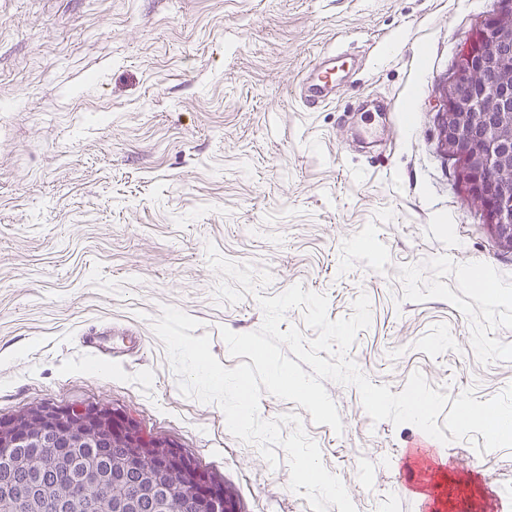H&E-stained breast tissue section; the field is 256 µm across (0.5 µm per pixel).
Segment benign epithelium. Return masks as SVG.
Masks as SVG:
<instances>
[{"instance_id": "obj_1", "label": "benign epithelium", "mask_w": 512, "mask_h": 512, "mask_svg": "<svg viewBox=\"0 0 512 512\" xmlns=\"http://www.w3.org/2000/svg\"><path fill=\"white\" fill-rule=\"evenodd\" d=\"M497 11L487 15L457 53L448 78L438 88L436 113L441 152L456 162L458 187L472 207L495 229L500 248L512 252V0H499ZM82 419V440L112 437L134 420L118 412L106 415L102 405L77 407L50 405L38 420L68 439V424ZM62 471L55 458L30 471L28 480L5 488L8 506L44 508L33 494L43 473ZM127 496L108 506L83 497L76 484L57 499L55 512H142L158 502L159 479L150 474L127 476Z\"/></svg>"}]
</instances>
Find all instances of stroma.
I'll return each instance as SVG.
<instances>
[{
  "mask_svg": "<svg viewBox=\"0 0 512 512\" xmlns=\"http://www.w3.org/2000/svg\"><path fill=\"white\" fill-rule=\"evenodd\" d=\"M496 0H0V418L103 401L224 480L238 512H312L235 438L218 404L181 394L153 329L186 312L226 368L221 329L264 320L293 285L328 317L359 296L371 321L347 355L400 393L414 372L478 400L512 384V253L453 183L438 87ZM353 59L332 104L300 100L317 57ZM271 281L218 302L206 246ZM495 282L487 297L476 279ZM104 327L100 354L83 342ZM342 431L297 414L356 512H422L408 455L436 461L440 512H512V448L373 422L325 381Z\"/></svg>",
  "mask_w": 512,
  "mask_h": 512,
  "instance_id": "1",
  "label": "stroma"
}]
</instances>
